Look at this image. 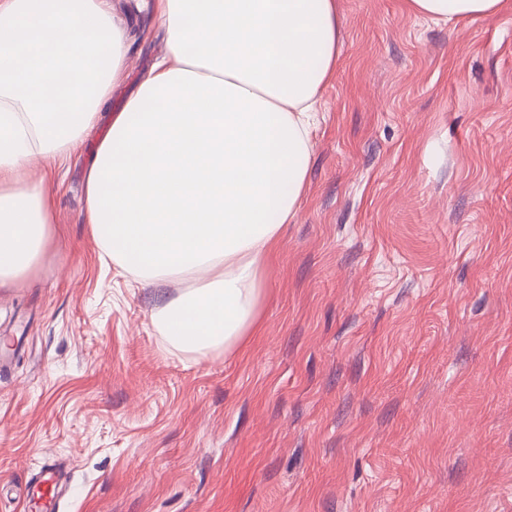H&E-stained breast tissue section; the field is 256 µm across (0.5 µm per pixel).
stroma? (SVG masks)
Instances as JSON below:
<instances>
[{"label":"stroma","mask_w":512,"mask_h":512,"mask_svg":"<svg viewBox=\"0 0 512 512\" xmlns=\"http://www.w3.org/2000/svg\"><path fill=\"white\" fill-rule=\"evenodd\" d=\"M124 9L107 112L50 166L41 262L0 286V512H512V0L448 25L339 0L304 197L236 351L185 353L86 222L110 115L166 52Z\"/></svg>","instance_id":"obj_1"}]
</instances>
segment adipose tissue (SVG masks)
Instances as JSON below:
<instances>
[{
  "label": "adipose tissue",
  "mask_w": 512,
  "mask_h": 512,
  "mask_svg": "<svg viewBox=\"0 0 512 512\" xmlns=\"http://www.w3.org/2000/svg\"><path fill=\"white\" fill-rule=\"evenodd\" d=\"M448 23L505 0H408ZM167 53L87 168L100 247L147 281H194L156 325L190 353L239 348L257 325L268 259L298 212L318 94L339 56L336 0H152ZM129 33L110 0H0V282L38 261L52 215L21 171L96 125Z\"/></svg>",
  "instance_id": "ef3b65f1"
}]
</instances>
